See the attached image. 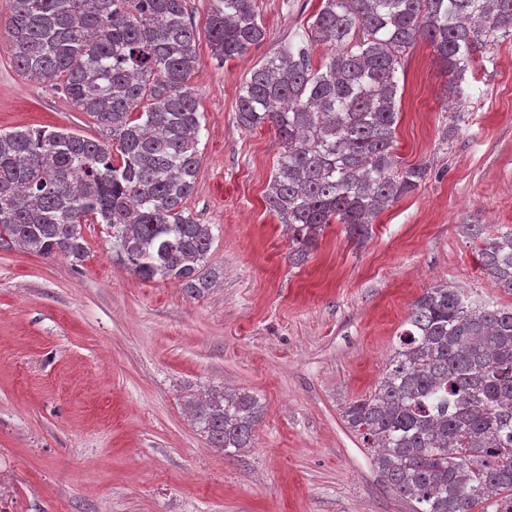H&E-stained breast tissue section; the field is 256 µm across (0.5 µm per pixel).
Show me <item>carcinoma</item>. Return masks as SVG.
<instances>
[{
    "label": "carcinoma",
    "instance_id": "carcinoma-1",
    "mask_svg": "<svg viewBox=\"0 0 512 512\" xmlns=\"http://www.w3.org/2000/svg\"><path fill=\"white\" fill-rule=\"evenodd\" d=\"M185 0H10L3 38L13 67L62 83L110 141L67 131L0 133V247L81 262L82 222L112 229V250L143 280L200 297L217 283L213 235L185 207L201 112L189 84L196 30ZM214 59L261 43L255 0H211ZM512 39V0H320L307 45L282 48L245 78L237 121L275 128L283 145L265 194L301 264L328 224L368 234L415 192L422 164L394 155V74L420 40L457 79L495 41ZM326 53L313 64L311 51ZM492 282L512 291V229L483 238ZM374 392L343 406L374 465L414 512H512V307L442 284L413 303ZM213 448L251 447L263 414L248 392L212 388L187 403Z\"/></svg>",
    "mask_w": 512,
    "mask_h": 512
}]
</instances>
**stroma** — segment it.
Returning a JSON list of instances; mask_svg holds the SVG:
<instances>
[{
    "label": "stroma",
    "instance_id": "obj_1",
    "mask_svg": "<svg viewBox=\"0 0 512 512\" xmlns=\"http://www.w3.org/2000/svg\"><path fill=\"white\" fill-rule=\"evenodd\" d=\"M319 4L256 0L265 41L221 63L210 0L186 2L203 114L186 206L211 228L215 288L193 298L138 278L102 224L84 225L79 263L0 248V512H413L343 406L377 388L426 288L512 306L463 230L512 228V40L460 82L428 43L410 50L395 153L425 180L365 240L326 225L297 265L264 201L282 145L273 127L239 126L236 100L267 56L301 46ZM25 128L103 135L63 87L16 72L0 41V132ZM213 387L260 401L251 448L224 454L188 420L185 401Z\"/></svg>",
    "mask_w": 512,
    "mask_h": 512
}]
</instances>
